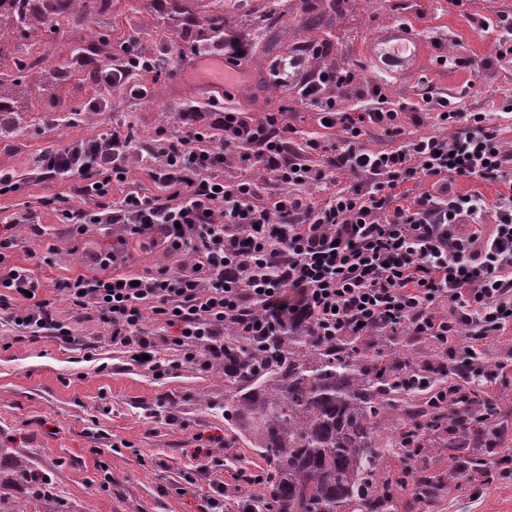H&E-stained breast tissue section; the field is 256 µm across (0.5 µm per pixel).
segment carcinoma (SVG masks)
Listing matches in <instances>:
<instances>
[{
  "label": "carcinoma",
  "mask_w": 512,
  "mask_h": 512,
  "mask_svg": "<svg viewBox=\"0 0 512 512\" xmlns=\"http://www.w3.org/2000/svg\"><path fill=\"white\" fill-rule=\"evenodd\" d=\"M107 0H0V58L7 46L37 42L71 17L88 16ZM167 30L179 35L196 27L194 49L206 52L224 44L222 0H168ZM109 46L99 37L83 42L73 53L96 59ZM19 79L0 78V135L17 127L23 106ZM385 349L376 343L332 344L315 335L299 314L270 336L255 342L224 337V418L238 427L266 463L265 494L255 497L257 512H395L393 497L384 493L376 475L384 448L397 446L401 433L420 422L428 426L421 448H446L456 463L457 478L467 481L485 470V452L499 444L495 426L471 420L458 429H443V414L428 399L399 382V373L419 369L402 351L399 337L388 336ZM406 400V418L393 435L385 434L388 408ZM398 475L410 499H435L444 477L423 459ZM11 480L36 487L38 477L19 468Z\"/></svg>",
  "instance_id": "cac0c4a2"
}]
</instances>
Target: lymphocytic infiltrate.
Segmentation results:
<instances>
[{"label":"lymphocytic infiltrate","mask_w":512,"mask_h":512,"mask_svg":"<svg viewBox=\"0 0 512 512\" xmlns=\"http://www.w3.org/2000/svg\"><path fill=\"white\" fill-rule=\"evenodd\" d=\"M312 42L308 56H292L274 73L275 85L295 92L336 127L335 142L294 148L285 110L250 117L224 108V137L202 136L197 116L184 114L174 139L162 140L151 173L161 195L134 192L111 201L113 182L126 181L123 160L136 146L131 134L112 131L73 140L42 154L49 178L80 177L81 193L103 198L99 209H63L75 235L94 225L111 230L117 246L93 255L94 275L56 285L73 305L93 311L112 343L161 377L174 362L161 359L143 329L146 317L172 328L182 360L223 366L224 337L267 335L276 323L302 312L317 335L335 342L403 332L430 341L440 361L467 360L479 385L512 367V150L487 113L463 112L447 94L388 106L379 85H362L348 67L309 69L307 57L325 53ZM159 63L135 41L123 48L109 76L128 89L132 76L157 74ZM362 97L348 110V95ZM437 112L439 131L404 139L401 112ZM400 138L389 150L364 143L369 130ZM318 154L321 164L311 163ZM238 163L253 179L228 181ZM345 188L319 202L301 188L337 178ZM285 191L263 199L260 179ZM504 185L494 201L477 191L461 194L459 179ZM491 224V234L481 231ZM146 240L170 261L139 278L119 275L124 245ZM14 236L0 238V320L19 336L71 339L56 319L43 283L11 265Z\"/></svg>","instance_id":"lymphocytic-infiltrate-1"}]
</instances>
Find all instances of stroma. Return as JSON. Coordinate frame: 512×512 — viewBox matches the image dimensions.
I'll list each match as a JSON object with an SVG mask.
<instances>
[{
    "label": "stroma",
    "instance_id": "35a3bbf8",
    "mask_svg": "<svg viewBox=\"0 0 512 512\" xmlns=\"http://www.w3.org/2000/svg\"><path fill=\"white\" fill-rule=\"evenodd\" d=\"M235 0L224 9L225 34L248 43L241 77L252 84L246 94L224 93V78L206 69L223 59V48L199 55L190 40L167 32L151 0H109L84 23L65 24L36 43L22 42L40 61L26 78L40 85L24 96L26 111L17 130L0 137V171L13 174L14 191L0 195V223L19 215L32 217L18 231L9 257L47 284L45 299L69 321L74 342L48 336L16 338L0 323V469L16 465L49 478L48 500H35L20 483L0 487V497L17 512H207L212 485L224 480L223 467L208 463L214 441L228 449L235 465L258 466L254 448L224 419V372L179 363L174 346L162 358L177 366L157 378L130 363L112 344L102 325L81 321L55 290L59 280L91 269L93 254L110 250L112 238L96 231L76 236L61 221L68 205L96 208L98 197L81 194V179H51L36 166L38 157L72 139L94 140L115 129L133 135L137 150L124 165L128 179L115 185L113 197L136 191L155 196L159 188L140 159V149L176 132L181 109H200L201 124L220 127L224 104L256 116L287 107L291 141L329 143L336 132L319 123L315 107L299 103L276 88L270 70L277 61L299 53L312 41L330 49L318 58L326 67L348 66L362 82L379 85L391 105L420 101L426 93L458 99L467 112L492 113L499 138L512 146V116H498L502 99L512 96V61L498 57L494 36L480 32L477 20L512 14V0H468L466 14L448 0ZM411 22L420 32L423 55L417 70L390 75L372 69L368 47L372 34L397 22ZM104 32L112 37V55L120 57L129 36H139L161 61L156 75L145 77L142 97L123 94L109 101L101 86L87 78L94 63L72 49ZM448 52L482 61L479 70L439 65ZM71 77L58 83L57 70ZM176 415L167 422L158 406ZM408 512H512V482L443 487L431 505Z\"/></svg>",
    "mask_w": 512,
    "mask_h": 512
}]
</instances>
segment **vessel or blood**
<instances>
[{"label": "vessel or blood", "mask_w": 512, "mask_h": 512, "mask_svg": "<svg viewBox=\"0 0 512 512\" xmlns=\"http://www.w3.org/2000/svg\"><path fill=\"white\" fill-rule=\"evenodd\" d=\"M422 42L406 24H397L374 34L370 43L373 68L386 74H406L417 67Z\"/></svg>", "instance_id": "vessel-or-blood-1"}]
</instances>
